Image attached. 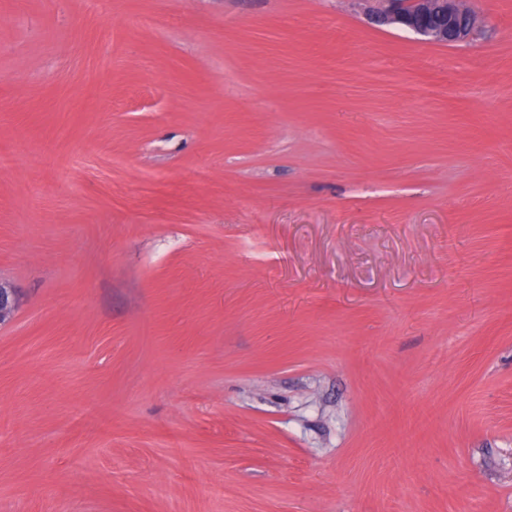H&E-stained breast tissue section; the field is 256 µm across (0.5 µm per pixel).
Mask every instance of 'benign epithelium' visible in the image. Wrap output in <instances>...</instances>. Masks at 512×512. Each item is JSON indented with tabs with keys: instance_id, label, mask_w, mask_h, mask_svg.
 <instances>
[{
	"instance_id": "obj_1",
	"label": "benign epithelium",
	"mask_w": 512,
	"mask_h": 512,
	"mask_svg": "<svg viewBox=\"0 0 512 512\" xmlns=\"http://www.w3.org/2000/svg\"><path fill=\"white\" fill-rule=\"evenodd\" d=\"M372 20L383 26L407 29L432 44L467 41L476 30L475 15L461 0H374ZM18 306L14 288L0 281V324L9 321Z\"/></svg>"
}]
</instances>
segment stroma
Returning <instances> with one entry per match:
<instances>
[{"mask_svg": "<svg viewBox=\"0 0 512 512\" xmlns=\"http://www.w3.org/2000/svg\"><path fill=\"white\" fill-rule=\"evenodd\" d=\"M0 0V512H512V0ZM367 1L378 4L371 13L375 23L407 29L427 43H462L476 30L475 15L460 0Z\"/></svg>", "mask_w": 512, "mask_h": 512, "instance_id": "obj_1", "label": "stroma"}]
</instances>
